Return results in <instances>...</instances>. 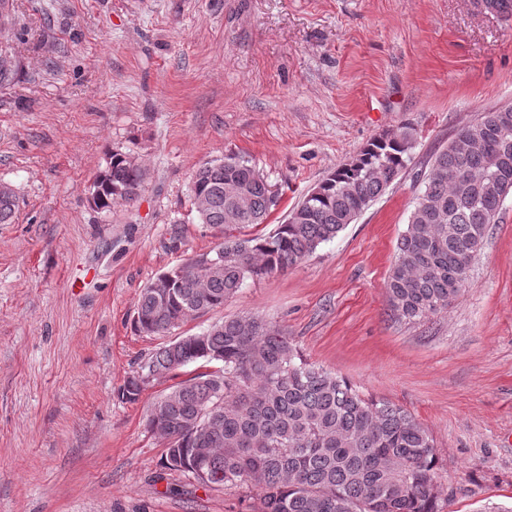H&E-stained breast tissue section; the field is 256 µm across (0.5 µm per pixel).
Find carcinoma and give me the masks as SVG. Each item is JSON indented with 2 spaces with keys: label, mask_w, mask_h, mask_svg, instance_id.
Listing matches in <instances>:
<instances>
[{
  "label": "carcinoma",
  "mask_w": 512,
  "mask_h": 512,
  "mask_svg": "<svg viewBox=\"0 0 512 512\" xmlns=\"http://www.w3.org/2000/svg\"><path fill=\"white\" fill-rule=\"evenodd\" d=\"M438 152L404 233L385 290L390 310L413 321L448 309L470 286L472 261L512 193V106L483 113ZM417 133L403 124L374 138L325 178L267 236L234 232L263 224L280 199L237 155L195 172L191 205L224 243L153 279L137 301L140 331L165 335L190 313L224 306L247 280L283 272L334 238L399 179ZM146 179L132 157L112 154L93 183L98 209L135 202ZM231 317L159 348L119 391L138 400L151 380L189 364L216 363L163 396L149 431L169 440L163 466L215 487L254 486L258 512H440L432 435L407 411L368 398L294 354L266 321Z\"/></svg>",
  "instance_id": "obj_1"
}]
</instances>
